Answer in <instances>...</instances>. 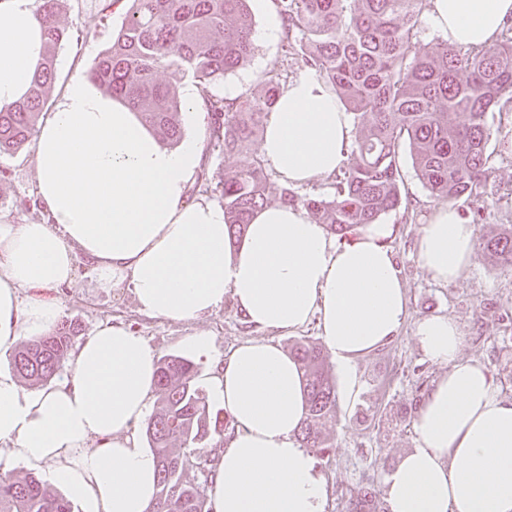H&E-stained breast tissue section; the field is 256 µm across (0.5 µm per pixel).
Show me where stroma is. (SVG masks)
Returning <instances> with one entry per match:
<instances>
[{
  "mask_svg": "<svg viewBox=\"0 0 512 512\" xmlns=\"http://www.w3.org/2000/svg\"><path fill=\"white\" fill-rule=\"evenodd\" d=\"M129 7V0H66L55 21L73 38L56 53V79L42 116L53 112L72 78L87 75L94 58L111 44ZM250 7L255 53L245 66L208 85L210 94L245 95L259 89L266 72L285 70L294 76L302 68L300 61L284 58L280 36L266 34L267 15L274 10L272 0H251ZM489 150L493 172L486 189L452 204L463 220L481 217L476 227L481 238L496 234L501 225H512V156L499 153L494 141ZM400 170L412 208L408 215L392 212L381 221L392 228L386 244L401 271L409 316L390 343L355 359L360 383L357 397L336 401V426L330 431L334 446L317 460L327 484L326 512H351L358 490L368 485L377 493L376 512H389L382 493L383 476L404 451L415 446V399L426 394L444 371L425 357L417 342L414 328L421 319L445 315L453 320L463 337L462 357L483 364L501 393L512 397V270L494 264L478 248L462 278L449 285L433 281L420 265L418 240L422 226L440 203L420 182L409 151L401 153ZM36 184L33 144L0 155V224L45 219ZM56 295L63 302L62 320L78 327L73 338L77 344L104 323L123 325L159 358L182 354L183 341L200 332L210 335L214 354L222 356L251 339H263L287 351L298 342L321 341L313 325L297 334L247 325L229 298L191 322L150 317L140 309L128 280L117 277L112 284H101L82 260L71 282Z\"/></svg>",
  "mask_w": 512,
  "mask_h": 512,
  "instance_id": "stroma-1",
  "label": "stroma"
}]
</instances>
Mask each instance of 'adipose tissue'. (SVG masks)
Masks as SVG:
<instances>
[{"label":"adipose tissue","instance_id":"1","mask_svg":"<svg viewBox=\"0 0 512 512\" xmlns=\"http://www.w3.org/2000/svg\"><path fill=\"white\" fill-rule=\"evenodd\" d=\"M33 0H0V108L28 92L45 53ZM512 0H429L427 20L445 41L492 46ZM350 115L315 70L283 83L265 121L261 155L281 183L319 182L347 162ZM35 163L45 221L0 224V350L38 336L61 316L58 301L24 291L58 288L84 256L102 282L128 277L145 313L191 321L232 298L261 330L302 331L317 321L344 367L384 346L408 318L405 286L385 240L367 224L336 243L300 205L257 210L230 244L224 209L187 201L202 154L188 137L161 144L124 102L72 78L40 125ZM473 225L437 209L419 237L422 268L451 284L469 269ZM424 354L445 366L414 415L416 445L385 474L390 512H512V399L483 365L460 355L462 337L443 315L420 320ZM157 360L126 328L98 327L69 355L62 379L27 391L0 372V459L48 470L83 512H149L156 457L140 435ZM213 401L236 429L219 453L212 512H325L326 483L296 433L306 401L298 362L279 345L248 340L208 375Z\"/></svg>","mask_w":512,"mask_h":512}]
</instances>
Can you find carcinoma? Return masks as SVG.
Instances as JSON below:
<instances>
[{"label": "carcinoma", "instance_id": "cac0c4a2", "mask_svg": "<svg viewBox=\"0 0 512 512\" xmlns=\"http://www.w3.org/2000/svg\"><path fill=\"white\" fill-rule=\"evenodd\" d=\"M112 44L88 76L123 99L167 145L183 136L175 83L190 77L207 86L244 66L254 55L249 0H131ZM65 0H42L46 52L32 75L27 96L0 109V154L32 137L36 119L55 78L56 50L69 41L54 21ZM282 22L285 57L316 70L353 115L355 138L342 174L328 197L299 195L271 181L263 159L222 173L202 169L203 184H215L224 199L229 238L242 240L254 212L270 198L305 207L330 232L345 236L390 213L409 214L411 200L400 176L408 147L417 175L436 199L452 202L485 187L491 175L496 112L512 111V24L490 48L420 45L424 0H273ZM170 80L157 78L159 71ZM288 75L269 71L257 93L234 99L205 95L210 144L231 161L250 150L264 129ZM491 261L512 268V225L481 240ZM75 336L62 323L20 347L16 372L46 384L63 368ZM307 395L297 432L304 448L322 455L331 447L325 430L336 422V388L324 350L310 343L294 349ZM193 363L166 355L158 361L156 411L146 423L157 458L158 493L149 512H211L208 486L215 472L205 442L221 434L219 412L210 408L195 381ZM0 512H72L69 501L34 475L0 479Z\"/></svg>", "mask_w": 512, "mask_h": 512}]
</instances>
